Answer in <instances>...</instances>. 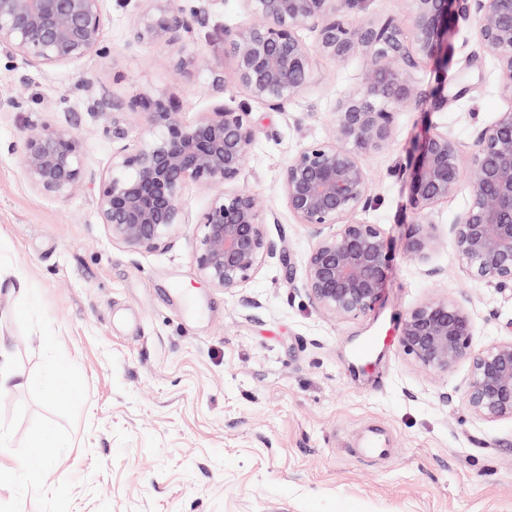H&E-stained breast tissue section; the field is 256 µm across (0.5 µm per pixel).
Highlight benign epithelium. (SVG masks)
Returning <instances> with one entry per match:
<instances>
[{
	"instance_id": "obj_1",
	"label": "benign epithelium",
	"mask_w": 512,
	"mask_h": 512,
	"mask_svg": "<svg viewBox=\"0 0 512 512\" xmlns=\"http://www.w3.org/2000/svg\"><path fill=\"white\" fill-rule=\"evenodd\" d=\"M129 43L162 45L175 52L174 74L212 76L211 90L226 93L218 63L197 47L198 29L224 0H140ZM245 25L224 31L236 84L248 98L273 112L314 80L317 61H366L361 90L336 101L328 137L303 143L288 158L282 191L288 211L312 244L303 261L300 287L332 319L355 320L374 310L388 275V244L379 224L361 214L372 207L373 186L361 157L391 146L394 104L422 102L414 73L426 62L448 61V33L462 27L492 55L503 75L507 105L490 123L476 126L470 146L430 128L418 145L410 205L420 226L410 235L408 255L425 264L436 247L426 227L433 210L468 185L469 202L451 223L456 260L474 280L512 293V0H409L410 28L394 17H354L356 0H239ZM104 0H0V50L37 68H54L104 50ZM314 35L308 44L301 32ZM88 111L112 118V157L96 172L84 161V145L64 123L45 124L24 141L25 175L38 192L67 199L94 196L100 223L112 240L131 251L172 245L193 222L192 260L199 277L228 292L248 283L260 266L290 255L271 238L275 213L239 181L255 139L245 102L222 101L188 119L172 106L168 90L140 96L144 122L137 144L118 114L125 102L93 91ZM192 187L214 191L208 207L191 220L183 197ZM471 313L445 296H431L410 309L399 343L424 369L452 370L469 361L459 393L478 420H512V339L473 344Z\"/></svg>"
}]
</instances>
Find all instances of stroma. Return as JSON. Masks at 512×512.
I'll list each match as a JSON object with an SVG mask.
<instances>
[{
    "instance_id": "35a3bbf8",
    "label": "stroma",
    "mask_w": 512,
    "mask_h": 512,
    "mask_svg": "<svg viewBox=\"0 0 512 512\" xmlns=\"http://www.w3.org/2000/svg\"><path fill=\"white\" fill-rule=\"evenodd\" d=\"M138 7L137 0H105L106 53L42 71L0 54V90L18 102L0 112V351L12 377L0 410L12 413L22 402L28 419L41 412L29 386L42 339L23 335L15 317L23 281L38 292L88 390L47 487L75 479L72 512H512V421L474 419L456 400L468 361L433 373L399 345L405 314L432 295L470 311L475 345L512 338V295L471 279L450 246V221L468 191L434 211L439 245L427 263L405 253L415 229L407 173L413 144L433 126L470 144L474 126L504 105L494 60L459 31L447 65L429 62L415 73L424 92L449 94L447 107L399 102L392 146L363 156L376 194L365 218L382 225L390 242L387 285L367 316L334 320L288 285L289 274L303 272L311 238L288 211L282 178L302 141L328 134L337 98L360 88L361 56L321 60L285 111L252 103L257 135L241 183L276 214L268 232L284 238L292 265L265 262L235 291L200 280L195 225L184 226L172 247L133 252L100 224L91 196H47L25 178L24 139L46 123L70 122L87 166H108L112 125L87 111L86 81L125 99L132 141L147 88L169 87L177 110L189 115L209 106L208 78L174 76L170 48L129 44ZM246 20L238 0H224L197 33L239 102L246 95L224 54V32ZM429 266L439 275L427 277ZM367 342L370 354L353 359ZM369 424L386 428L392 457L364 463L350 456L351 437Z\"/></svg>"
}]
</instances>
